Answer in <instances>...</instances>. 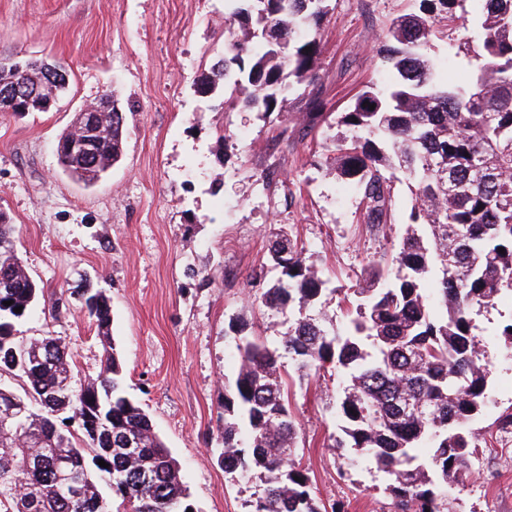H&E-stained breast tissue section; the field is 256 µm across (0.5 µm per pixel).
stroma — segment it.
I'll return each mask as SVG.
<instances>
[{"instance_id": "35a3bbf8", "label": "stroma", "mask_w": 512, "mask_h": 512, "mask_svg": "<svg viewBox=\"0 0 512 512\" xmlns=\"http://www.w3.org/2000/svg\"><path fill=\"white\" fill-rule=\"evenodd\" d=\"M331 8L317 67L333 114L383 86L378 50L413 2L331 0ZM224 29V0H0V59L57 61L69 71L50 110L0 113V210L16 224L20 256L44 294L20 334L52 332L72 354L76 389L97 377L105 344L115 346L125 391L177 460L195 512H246L255 490L225 474L215 448L224 383L236 370L230 321L272 341L292 320L264 307L250 285L258 273L278 278L266 264L271 245L286 233L303 247L324 281L311 313L332 327L346 321L339 289L369 261L389 265L410 213L396 191L391 224L369 232L357 188L328 171L336 125L304 121L307 92L268 116L198 97L194 84L222 54ZM108 90L125 112L124 154L88 186L61 171L56 144L79 109ZM87 290L111 302L109 341L88 319ZM510 316L505 295L481 318L492 377L476 427L491 444L470 458L465 484L448 489L454 512H512V445L501 443L512 349L493 333ZM342 383L329 369L294 382L298 457L325 504L394 512L373 461L340 475L332 443Z\"/></svg>"}]
</instances>
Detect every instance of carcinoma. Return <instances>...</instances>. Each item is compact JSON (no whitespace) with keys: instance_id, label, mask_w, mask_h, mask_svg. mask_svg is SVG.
<instances>
[{"instance_id":"cac0c4a2","label":"carcinoma","mask_w":512,"mask_h":512,"mask_svg":"<svg viewBox=\"0 0 512 512\" xmlns=\"http://www.w3.org/2000/svg\"><path fill=\"white\" fill-rule=\"evenodd\" d=\"M329 2L224 0L235 32L195 92L270 115L300 87H316ZM415 2L418 10L392 20L381 50L391 66L388 86L364 90L336 113L350 135L328 146L337 176L357 186L371 229L391 223L393 183L405 185L410 223L392 257L395 277L374 272L354 291L356 316L336 328L308 315L270 342L231 324L237 368L224 385L219 457L227 474L259 476L247 512H345L326 508L297 460L285 358L301 379L329 367L344 376L333 447L350 462H375L396 512H448L443 488L464 482L471 449L485 440L474 429L491 378L478 317L512 293V0ZM438 19L478 46L456 84L440 79L430 54ZM52 66L62 68L20 60L0 66V112L13 108L4 90L33 87ZM125 124L114 105L106 125L84 127L79 141L89 144L88 157L64 131L56 145L62 171L96 182L122 158ZM17 239L0 211V374L26 382L22 395L0 386V512H187L177 461L124 394L113 346L104 348L97 378L78 391L72 356L50 335L27 342L32 367L15 365L17 326L43 296ZM267 261L281 278L261 292L265 307L315 304L324 281L288 234ZM84 306L97 336L110 341L109 299L89 294ZM129 439L137 442L132 452ZM422 447L426 458L416 454Z\"/></svg>"}]
</instances>
